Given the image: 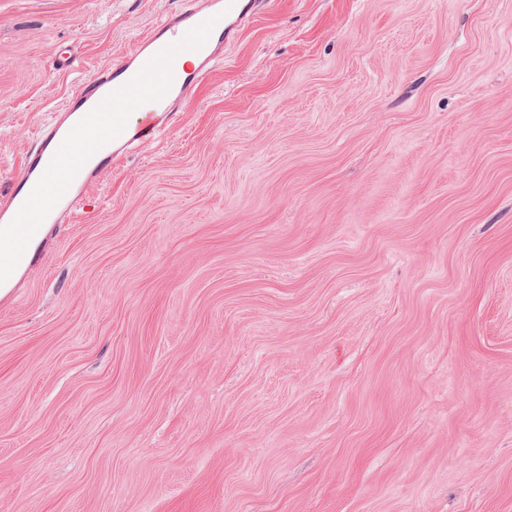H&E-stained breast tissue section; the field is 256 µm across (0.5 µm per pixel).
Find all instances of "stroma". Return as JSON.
Masks as SVG:
<instances>
[{
	"label": "stroma",
	"instance_id": "stroma-1",
	"mask_svg": "<svg viewBox=\"0 0 512 512\" xmlns=\"http://www.w3.org/2000/svg\"><path fill=\"white\" fill-rule=\"evenodd\" d=\"M180 3L0 0V193ZM179 115L0 297V512H512V0H270Z\"/></svg>",
	"mask_w": 512,
	"mask_h": 512
}]
</instances>
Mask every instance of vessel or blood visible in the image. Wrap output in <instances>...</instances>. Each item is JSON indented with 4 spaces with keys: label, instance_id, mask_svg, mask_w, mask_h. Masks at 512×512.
I'll list each match as a JSON object with an SVG mask.
<instances>
[{
    "label": "vessel or blood",
    "instance_id": "vessel-or-blood-1",
    "mask_svg": "<svg viewBox=\"0 0 512 512\" xmlns=\"http://www.w3.org/2000/svg\"><path fill=\"white\" fill-rule=\"evenodd\" d=\"M263 0H182L120 61L81 80L58 112L34 132L35 143L22 173L0 195V288L34 269L44 250L47 227L69 220L91 184L114 158L156 140L179 105L204 83L224 48L234 45ZM195 63L180 67L185 53ZM152 88L160 107L145 111L134 129L111 117L115 98L139 101Z\"/></svg>",
    "mask_w": 512,
    "mask_h": 512
}]
</instances>
